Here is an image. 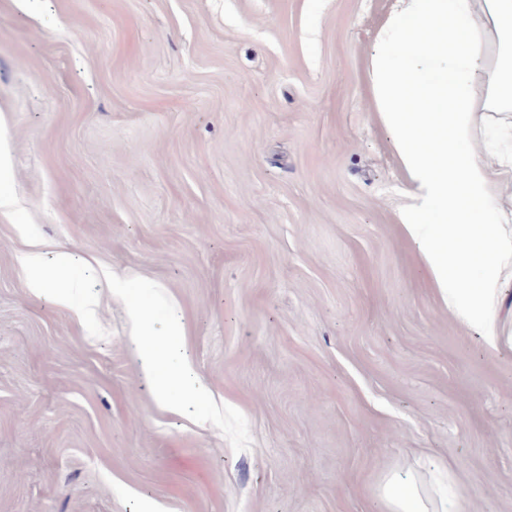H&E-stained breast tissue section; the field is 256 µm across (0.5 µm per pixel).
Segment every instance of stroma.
<instances>
[{"label":"stroma","instance_id":"1","mask_svg":"<svg viewBox=\"0 0 512 512\" xmlns=\"http://www.w3.org/2000/svg\"><path fill=\"white\" fill-rule=\"evenodd\" d=\"M392 5L0 0V512H375L422 454L455 512H512V349L398 222L366 75ZM61 247L92 319L27 287ZM133 308L185 326L181 413ZM139 317L140 314L138 312H133L130 336H132L133 342L136 345L135 348L142 369L145 375L153 381L157 399L168 406H175V403H170L168 400L166 387L169 383L183 380L187 376L188 371L184 368L180 372L172 371L162 378L158 377V348L143 342Z\"/></svg>","mask_w":512,"mask_h":512}]
</instances>
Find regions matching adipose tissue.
<instances>
[{"label": "adipose tissue", "mask_w": 512, "mask_h": 512, "mask_svg": "<svg viewBox=\"0 0 512 512\" xmlns=\"http://www.w3.org/2000/svg\"><path fill=\"white\" fill-rule=\"evenodd\" d=\"M374 108L394 135V149L418 199L401 222L414 240L448 303L464 325L478 328L493 351L512 346L502 317V274L512 275V235L503 230L512 210L497 205L512 186V155L488 163L471 143L479 122L512 112V0H397L375 36L368 62ZM22 263L34 295L64 280L72 264L65 249L53 270L33 249ZM485 267L482 277L472 275ZM131 336L145 375L160 402L184 372L158 374V350L143 342L140 324ZM381 512H451L418 471L383 475Z\"/></svg>", "instance_id": "1"}]
</instances>
